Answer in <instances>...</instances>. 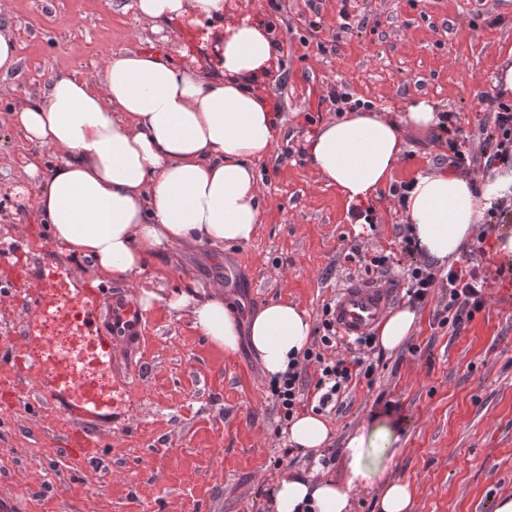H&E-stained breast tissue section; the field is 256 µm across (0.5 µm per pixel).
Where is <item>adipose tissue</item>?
Listing matches in <instances>:
<instances>
[{"mask_svg":"<svg viewBox=\"0 0 512 512\" xmlns=\"http://www.w3.org/2000/svg\"><path fill=\"white\" fill-rule=\"evenodd\" d=\"M151 27L189 14L224 22L216 68L185 69L148 49L111 55L98 83L52 77L41 96L14 108L10 124L33 148L22 171L27 201L46 220L56 244L80 254L106 276L140 284L149 260L184 245L220 250L246 244L266 209L256 164L270 156L277 116L258 85L277 59L272 28L224 16V0H136ZM440 122L436 105L414 97L399 118L355 110L324 121L305 145L313 170L347 202L364 205L389 188L404 152V133ZM57 162L45 166L42 148ZM512 197V167L481 181L424 171L400 206L419 253L437 265L458 259L487 210ZM188 314L197 335L233 355L249 334L268 376L284 373L311 336L309 314L285 301L268 303L241 331L221 287L196 298H158ZM330 428L313 413L294 415L288 439L299 449L327 445ZM275 512H350L348 489L327 479L285 475L275 484Z\"/></svg>","mask_w":512,"mask_h":512,"instance_id":"ef3b65f1","label":"adipose tissue"}]
</instances>
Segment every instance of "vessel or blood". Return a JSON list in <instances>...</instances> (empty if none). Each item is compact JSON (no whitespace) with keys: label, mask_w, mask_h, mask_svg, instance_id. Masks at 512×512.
Listing matches in <instances>:
<instances>
[{"label":"vessel or blood","mask_w":512,"mask_h":512,"mask_svg":"<svg viewBox=\"0 0 512 512\" xmlns=\"http://www.w3.org/2000/svg\"><path fill=\"white\" fill-rule=\"evenodd\" d=\"M39 288L25 292L21 302L25 314L18 330L21 359L25 372L41 389V396L64 415L70 425V444L85 459L96 455L95 437L125 421L130 388L137 369L129 352L142 341L143 317L133 300L114 297L103 304L101 291L87 288L70 296L69 307L80 332V344L69 371H62L52 357L58 339L46 336L42 328L56 313L55 304L44 282L69 279L66 264L44 259L39 263ZM393 287L352 278L336 292L331 316L342 336L367 334L382 320L393 300ZM91 369L106 382V389L78 383L77 373Z\"/></svg>","instance_id":"obj_1"}]
</instances>
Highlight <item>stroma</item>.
Segmentation results:
<instances>
[{
  "label": "stroma",
  "instance_id": "35a3bbf8",
  "mask_svg": "<svg viewBox=\"0 0 512 512\" xmlns=\"http://www.w3.org/2000/svg\"><path fill=\"white\" fill-rule=\"evenodd\" d=\"M343 9L358 25L342 32ZM224 15L252 16L279 36L277 70L263 83L280 107L278 137L257 165L268 206L250 243L225 245L208 259L186 245L149 261L152 288L163 296L188 288L203 296L225 283L244 326L279 300L319 319L351 277L395 284L393 308L407 306L397 199L380 195L375 223H355L350 204L309 165L305 140L333 114L328 91L335 84L395 116L413 97H427L455 113L464 134H478L485 113L476 98L495 93L493 74L512 48V9L499 0H319L313 9L306 0H224ZM4 26L18 41L20 61L16 75L0 78V239L11 244L0 282L34 287V263L45 255L71 265L74 287L139 300V289L101 276L53 242L19 194L27 181L18 164L31 147L6 118L40 96L51 77L97 78L107 56L128 49L153 48L188 67L216 63L223 31L187 17L150 32L135 0H0ZM436 136H406L394 183L437 170L435 157L447 148ZM494 242L487 235L481 251L468 246L459 258L510 269L471 322L457 333L437 325L436 303L448 298L447 288H438L417 308L399 349L371 353L373 383L345 392L340 411L326 415L331 437L322 453L331 462L324 476L344 487L355 470L365 474L352 512H377L388 481L409 485L413 512H493L499 497L512 494V259L497 257ZM355 245L370 256L392 255L390 268L351 260ZM143 317L129 419L98 437L102 461L91 468L70 452L64 417L36 403L38 389L14 359V326L23 313L0 298V499H13L19 512H272L276 481L311 474L314 461L290 449L248 338L227 356L164 304ZM356 434L365 444L354 452L347 442Z\"/></svg>",
  "mask_w": 512,
  "mask_h": 512
}]
</instances>
